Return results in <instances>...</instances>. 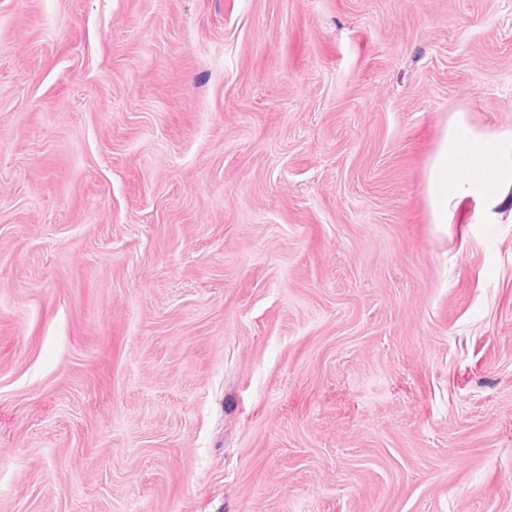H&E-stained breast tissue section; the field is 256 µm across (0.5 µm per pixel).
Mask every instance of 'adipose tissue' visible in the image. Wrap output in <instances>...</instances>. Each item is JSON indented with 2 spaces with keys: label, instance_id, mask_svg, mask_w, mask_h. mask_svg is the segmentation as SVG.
<instances>
[{
  "label": "adipose tissue",
  "instance_id": "adipose-tissue-1",
  "mask_svg": "<svg viewBox=\"0 0 512 512\" xmlns=\"http://www.w3.org/2000/svg\"><path fill=\"white\" fill-rule=\"evenodd\" d=\"M427 194L436 224L447 223L450 206L464 199L512 216V131L492 137L454 118L430 162Z\"/></svg>",
  "mask_w": 512,
  "mask_h": 512
}]
</instances>
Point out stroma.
Segmentation results:
<instances>
[{
	"instance_id": "stroma-1",
	"label": "stroma",
	"mask_w": 512,
	"mask_h": 512,
	"mask_svg": "<svg viewBox=\"0 0 512 512\" xmlns=\"http://www.w3.org/2000/svg\"><path fill=\"white\" fill-rule=\"evenodd\" d=\"M512 0H0V512H512ZM427 194L435 224H447L450 206L464 199L512 220V131L491 137L460 113L430 162Z\"/></svg>"
}]
</instances>
